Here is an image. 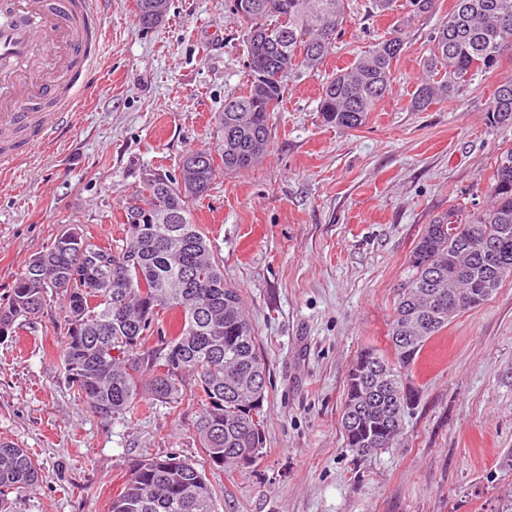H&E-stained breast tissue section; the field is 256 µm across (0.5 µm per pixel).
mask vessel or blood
Listing matches in <instances>:
<instances>
[{
    "instance_id": "obj_1",
    "label": "vessel or blood",
    "mask_w": 512,
    "mask_h": 512,
    "mask_svg": "<svg viewBox=\"0 0 512 512\" xmlns=\"http://www.w3.org/2000/svg\"><path fill=\"white\" fill-rule=\"evenodd\" d=\"M103 0H0V136L51 143L103 74Z\"/></svg>"
}]
</instances>
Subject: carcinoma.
<instances>
[{
	"label": "carcinoma",
	"mask_w": 512,
	"mask_h": 512,
	"mask_svg": "<svg viewBox=\"0 0 512 512\" xmlns=\"http://www.w3.org/2000/svg\"><path fill=\"white\" fill-rule=\"evenodd\" d=\"M152 0H136L139 25L153 29L166 16H152ZM438 0H373L379 12L420 17ZM349 0H228L243 26L250 84L224 98L221 133L213 149L187 151L178 172L140 170L121 205V223L138 220L142 230L114 245L91 240L68 224L41 253L31 257L0 307V340L14 324L44 313L47 297L63 296L59 330L61 365L71 387L98 418L134 414L143 398L174 406L198 398L194 430L210 465L234 470L260 459L265 441L262 407L267 390L265 360L243 311L241 290L224 282L222 261L193 218L194 204L219 170L239 173L268 152L269 118L278 111L292 78L312 72L340 37ZM405 47L401 30L369 55L322 86V121L357 129L389 95L393 63ZM512 55V0H455L448 21L432 37L428 75L410 100L418 112L494 72ZM488 122L512 123V80L500 83L487 110ZM489 208L452 209L439 215L415 245L408 276L398 294L388 339L391 354L366 347L349 370L341 425L346 446L358 458L392 448L415 393L406 382L427 342L458 312L475 309L512 278V148L494 162ZM95 258L109 276L93 288L73 276L74 264ZM120 276L123 283L112 284ZM180 316L174 335L160 321ZM192 378L195 389L187 391ZM39 466L24 448L0 442V512H12L9 494L38 482ZM110 512H217L216 494L194 463L176 455L144 458L130 469Z\"/></svg>",
	"instance_id": "carcinoma-1"
}]
</instances>
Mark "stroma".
I'll return each mask as SVG.
<instances>
[{
    "instance_id": "1",
    "label": "stroma",
    "mask_w": 512,
    "mask_h": 512,
    "mask_svg": "<svg viewBox=\"0 0 512 512\" xmlns=\"http://www.w3.org/2000/svg\"><path fill=\"white\" fill-rule=\"evenodd\" d=\"M453 5L405 20L352 0L319 71L290 83L272 114L264 160L217 174L194 207L267 357L261 459L229 473L209 466L192 402L143 401L110 421L89 412L61 370L64 300L54 295L36 323L0 341V440L41 467L14 512H108L137 460L172 453L196 463L218 512H497L512 490V279L429 341L395 447L356 458L341 427L351 364L365 347L387 349L426 225L453 208L486 209L495 158L512 147V124L486 118L494 89L512 79V55L454 98L409 106ZM399 25L405 48L388 97L358 129L322 122L323 82ZM102 26L101 90L51 144L0 173V299L63 225H83L102 245L122 239L120 208L139 168L173 171L187 151L214 147L225 97L246 87L227 0H170L152 30L140 28L135 0H114Z\"/></svg>"
}]
</instances>
